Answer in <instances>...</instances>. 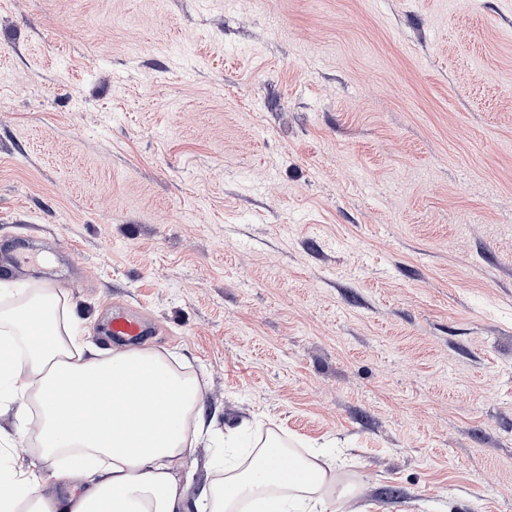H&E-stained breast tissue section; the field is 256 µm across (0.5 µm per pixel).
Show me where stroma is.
Segmentation results:
<instances>
[{
  "mask_svg": "<svg viewBox=\"0 0 512 512\" xmlns=\"http://www.w3.org/2000/svg\"><path fill=\"white\" fill-rule=\"evenodd\" d=\"M0 257L197 376L190 496L277 437L330 512H512V0H9ZM144 329L139 320L121 312L112 313V335L126 341H135L143 336Z\"/></svg>",
  "mask_w": 512,
  "mask_h": 512,
  "instance_id": "35a3bbf8",
  "label": "stroma"
}]
</instances>
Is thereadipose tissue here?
<instances>
[{
  "label": "adipose tissue",
  "mask_w": 512,
  "mask_h": 512,
  "mask_svg": "<svg viewBox=\"0 0 512 512\" xmlns=\"http://www.w3.org/2000/svg\"><path fill=\"white\" fill-rule=\"evenodd\" d=\"M200 399L196 378L154 350L99 356L53 293L0 308V405L18 404L21 419L36 405L37 459L93 478L66 498L47 496L43 473L6 465L0 448V512H327L320 491L331 465L286 453L275 438L189 501L174 463L204 429ZM285 463L298 480L279 481Z\"/></svg>",
  "instance_id": "1"
}]
</instances>
